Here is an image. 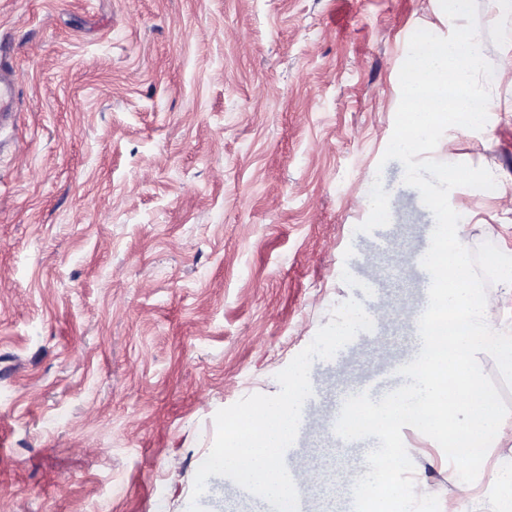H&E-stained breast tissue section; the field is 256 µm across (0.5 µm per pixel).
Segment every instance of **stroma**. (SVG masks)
I'll return each mask as SVG.
<instances>
[{
    "mask_svg": "<svg viewBox=\"0 0 512 512\" xmlns=\"http://www.w3.org/2000/svg\"><path fill=\"white\" fill-rule=\"evenodd\" d=\"M477 6L487 122L431 157L493 174L449 201L469 248L512 256V0ZM453 27L439 0H0V512H188L215 413L277 393L355 299L373 328L313 362L288 450L304 512H354L368 450L340 446V401L413 360L431 283L434 218L381 157L411 35ZM377 179L391 220L361 233ZM402 436L440 512L490 507L512 465V413L467 494ZM199 504L265 512L217 476Z\"/></svg>",
    "mask_w": 512,
    "mask_h": 512,
    "instance_id": "35a3bbf8",
    "label": "stroma"
}]
</instances>
